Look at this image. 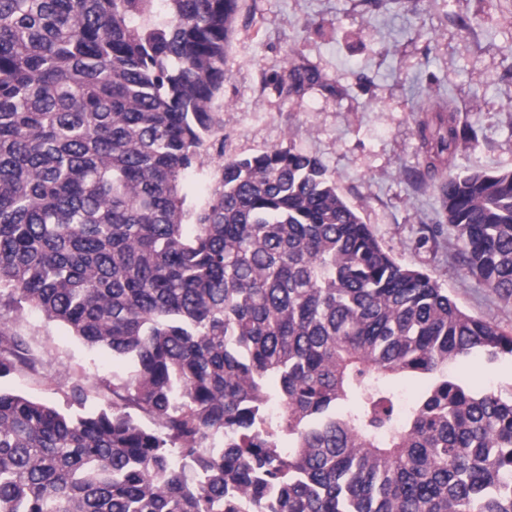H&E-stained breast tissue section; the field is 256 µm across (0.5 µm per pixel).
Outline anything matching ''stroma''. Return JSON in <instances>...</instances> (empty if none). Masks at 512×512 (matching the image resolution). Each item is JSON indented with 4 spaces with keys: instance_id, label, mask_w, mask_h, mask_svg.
<instances>
[{
    "instance_id": "1",
    "label": "stroma",
    "mask_w": 512,
    "mask_h": 512,
    "mask_svg": "<svg viewBox=\"0 0 512 512\" xmlns=\"http://www.w3.org/2000/svg\"><path fill=\"white\" fill-rule=\"evenodd\" d=\"M471 21L464 29L459 19ZM305 66L303 93L280 95L276 75ZM223 91L213 110L223 152L202 151L187 174L197 210L224 160L292 147L318 157L342 198L400 264L423 270L469 314L512 333V302L465 276L439 231L444 211L432 184L415 181L417 109L454 101L478 134L456 170L512 169V0H239ZM10 326L39 359L0 388L70 410L73 383L86 409L112 401L123 360L92 348L33 309ZM463 381L512 394V359L459 362Z\"/></svg>"
}]
</instances>
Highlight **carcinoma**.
Masks as SVG:
<instances>
[{
    "instance_id": "1",
    "label": "carcinoma",
    "mask_w": 512,
    "mask_h": 512,
    "mask_svg": "<svg viewBox=\"0 0 512 512\" xmlns=\"http://www.w3.org/2000/svg\"><path fill=\"white\" fill-rule=\"evenodd\" d=\"M237 9L0 0V311L129 369L81 413L0 389V512H512V394L451 372L511 333L398 263L313 155L226 158L187 209L186 172L224 152ZM417 134L452 261L511 302L512 170L444 172L476 141L451 101ZM38 364L0 315V378Z\"/></svg>"
}]
</instances>
